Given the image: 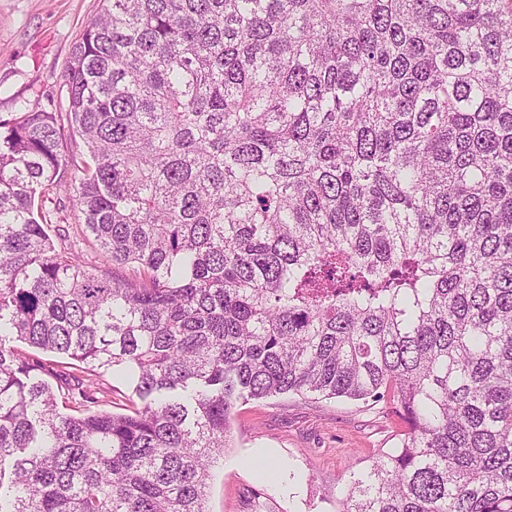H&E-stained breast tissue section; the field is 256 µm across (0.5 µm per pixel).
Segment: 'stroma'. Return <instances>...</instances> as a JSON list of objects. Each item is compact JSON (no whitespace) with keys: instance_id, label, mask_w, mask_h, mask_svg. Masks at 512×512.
Listing matches in <instances>:
<instances>
[{"instance_id":"obj_1","label":"stroma","mask_w":512,"mask_h":512,"mask_svg":"<svg viewBox=\"0 0 512 512\" xmlns=\"http://www.w3.org/2000/svg\"><path fill=\"white\" fill-rule=\"evenodd\" d=\"M100 0H0V119L27 100L66 107L63 74ZM392 399L279 395L238 406L230 448L211 468L209 512H334L348 472L399 447Z\"/></svg>"}]
</instances>
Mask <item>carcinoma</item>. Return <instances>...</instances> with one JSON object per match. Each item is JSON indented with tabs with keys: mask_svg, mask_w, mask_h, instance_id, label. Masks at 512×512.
Here are the masks:
<instances>
[{
	"mask_svg": "<svg viewBox=\"0 0 512 512\" xmlns=\"http://www.w3.org/2000/svg\"><path fill=\"white\" fill-rule=\"evenodd\" d=\"M65 87L69 202L135 278L55 247L62 123L24 102L0 512H208L238 404L288 393L409 426L336 512H512V0H102ZM65 126H66V128H65V132H64V137L62 138V142L60 143V146H59V152H60V155L62 156V163H63V166L60 169V173H61V175L64 176L63 179H69L70 175H71V170H70L71 157L73 155H77L79 160H80L79 157H82L84 159L85 157H87V155L86 154L79 155V154L87 153V151L83 145V142L78 137H74L69 134V132L67 131L68 128H67L66 121H65Z\"/></svg>",
	"mask_w": 512,
	"mask_h": 512,
	"instance_id": "cac0c4a2",
	"label": "carcinoma"
}]
</instances>
